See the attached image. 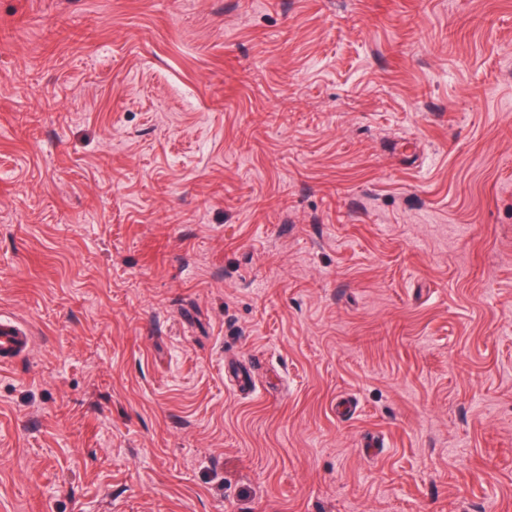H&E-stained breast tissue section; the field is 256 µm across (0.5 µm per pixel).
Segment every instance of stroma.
<instances>
[{"instance_id":"obj_1","label":"stroma","mask_w":512,"mask_h":512,"mask_svg":"<svg viewBox=\"0 0 512 512\" xmlns=\"http://www.w3.org/2000/svg\"><path fill=\"white\" fill-rule=\"evenodd\" d=\"M0 512H512V0H0ZM33 344V336L23 322L0 315V366L12 365L25 356Z\"/></svg>"}]
</instances>
